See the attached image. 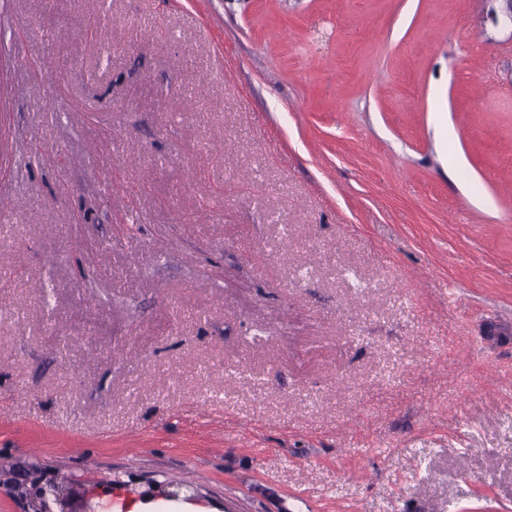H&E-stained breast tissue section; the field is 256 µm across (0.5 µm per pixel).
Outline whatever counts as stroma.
Listing matches in <instances>:
<instances>
[{
    "label": "stroma",
    "instance_id": "35a3bbf8",
    "mask_svg": "<svg viewBox=\"0 0 512 512\" xmlns=\"http://www.w3.org/2000/svg\"><path fill=\"white\" fill-rule=\"evenodd\" d=\"M493 0H0V512H512ZM117 502L111 508L114 512H212L205 510L190 509L191 506L187 503L168 501L163 507L166 510H156L157 504L152 502H145L134 496L116 495Z\"/></svg>",
    "mask_w": 512,
    "mask_h": 512
}]
</instances>
